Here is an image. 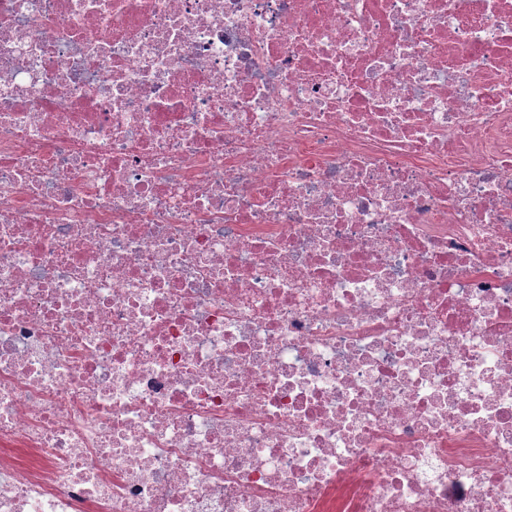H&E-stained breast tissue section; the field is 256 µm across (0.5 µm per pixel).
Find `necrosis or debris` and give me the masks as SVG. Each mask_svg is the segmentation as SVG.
I'll return each mask as SVG.
<instances>
[{"mask_svg":"<svg viewBox=\"0 0 512 512\" xmlns=\"http://www.w3.org/2000/svg\"><path fill=\"white\" fill-rule=\"evenodd\" d=\"M0 512H512V0H0Z\"/></svg>","mask_w":512,"mask_h":512,"instance_id":"obj_1","label":"necrosis or debris"}]
</instances>
